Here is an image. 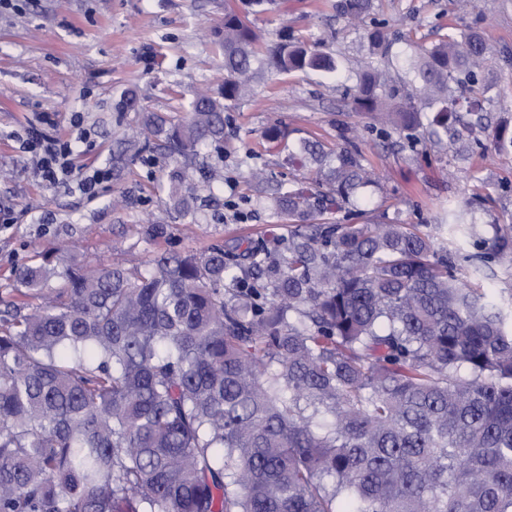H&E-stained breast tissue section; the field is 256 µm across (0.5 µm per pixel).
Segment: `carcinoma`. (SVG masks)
I'll return each mask as SVG.
<instances>
[{
  "instance_id": "obj_1",
  "label": "carcinoma",
  "mask_w": 512,
  "mask_h": 512,
  "mask_svg": "<svg viewBox=\"0 0 512 512\" xmlns=\"http://www.w3.org/2000/svg\"><path fill=\"white\" fill-rule=\"evenodd\" d=\"M273 3L224 10L218 92L186 120L145 119L173 162L231 153L224 113L259 69L341 71L321 41L262 47L247 15ZM337 7L364 30L351 110L468 152L495 90L481 34L454 27L393 57L371 0ZM493 137L512 153V131ZM288 158L314 178L274 198L294 223L283 254L246 239L144 271L17 272L37 304L0 318V512H512V293L461 280L416 224L324 223L380 186L357 147L304 140ZM169 180L171 208L195 217L185 170ZM438 227L488 246L467 256L474 273L512 266L511 224L486 239L458 203Z\"/></svg>"
}]
</instances>
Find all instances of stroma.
I'll list each match as a JSON object with an SVG mask.
<instances>
[{
	"instance_id": "35a3bbf8",
	"label": "stroma",
	"mask_w": 512,
	"mask_h": 512,
	"mask_svg": "<svg viewBox=\"0 0 512 512\" xmlns=\"http://www.w3.org/2000/svg\"><path fill=\"white\" fill-rule=\"evenodd\" d=\"M226 2L12 0L0 8V208L13 217L0 231V299L16 298L19 268L46 260L93 268L131 254L146 262L164 250L201 253L242 238L282 242L288 222L273 214L270 199L277 183L306 181L311 173L269 148L261 133L272 126L290 144L302 138L336 144L341 128H349L366 165L387 173L381 188H367L353 211L332 214V221L397 220L431 233L442 206L473 194L480 223L512 220V154L497 155L488 134H479L464 159L446 143L411 146L376 119L350 110L347 77L362 58V39L348 29L337 0H277L274 10L251 16L264 44L287 34L322 38L326 50L341 53L344 70H269L254 80L249 101L228 114L237 134L231 157L199 151L213 181L200 194L197 223L170 211L168 160L150 148L91 200L38 178L20 139L41 115H49L54 133L63 137L87 131L91 148L76 159L86 176L111 168L113 153L135 138L147 115L184 118L200 91L218 89L224 66L214 31L223 25ZM373 15L402 44L437 41L452 24L482 33L491 49L485 75L500 93L490 124L512 127V0H374ZM126 94L135 108L117 114ZM255 168L266 169L271 182L250 181ZM148 218L166 225L165 237L145 235Z\"/></svg>"
}]
</instances>
